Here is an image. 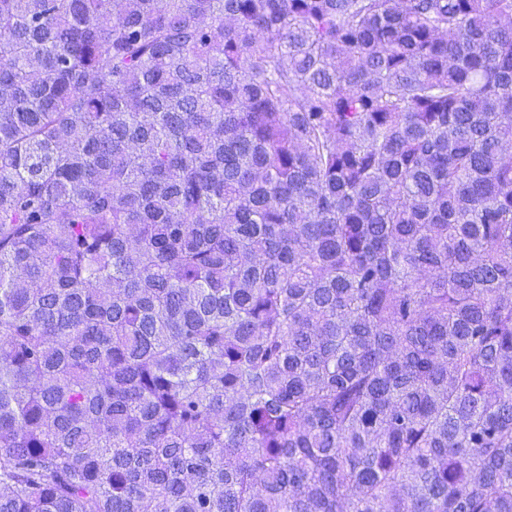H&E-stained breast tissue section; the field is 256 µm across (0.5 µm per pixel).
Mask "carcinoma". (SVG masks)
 <instances>
[{
    "mask_svg": "<svg viewBox=\"0 0 512 512\" xmlns=\"http://www.w3.org/2000/svg\"><path fill=\"white\" fill-rule=\"evenodd\" d=\"M0 512H512V0H0Z\"/></svg>",
    "mask_w": 512,
    "mask_h": 512,
    "instance_id": "cac0c4a2",
    "label": "carcinoma"
}]
</instances>
